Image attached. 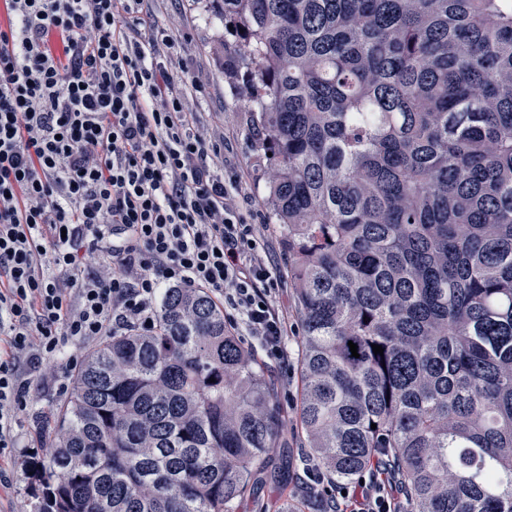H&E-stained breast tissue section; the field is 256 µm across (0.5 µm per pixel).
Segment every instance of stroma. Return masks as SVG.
<instances>
[{
  "instance_id": "1",
  "label": "stroma",
  "mask_w": 512,
  "mask_h": 512,
  "mask_svg": "<svg viewBox=\"0 0 512 512\" xmlns=\"http://www.w3.org/2000/svg\"><path fill=\"white\" fill-rule=\"evenodd\" d=\"M219 26L218 19L190 11L182 26L173 30L172 36L178 42L181 56L190 65V79L202 87L196 105L199 119L211 140L223 145L225 170L240 178L238 190L246 201L252 223L256 224L260 233L261 255L267 264L282 272L286 269L288 256L283 247L281 228L275 224L262 202L268 162L257 144L256 132L248 122L243 73L222 71L212 53L213 32ZM277 304L288 318L287 364L268 359L261 352L258 342L248 336L244 323H237L235 331L243 344L256 352L288 420L273 462L277 465L288 464L289 479L284 483H267L260 490L258 499L250 498L241 502L239 512H260L261 504L271 505L283 498L300 502L302 512H323L322 499L310 496L307 487V473L312 470L314 463L303 456L296 415L302 331L292 286H284ZM60 400V394L55 391H41L32 408L25 413L18 429V448L12 450L8 459L0 462V468L6 469L9 475L7 484L0 486V512H30L26 464L31 457H45L44 444L39 436V421Z\"/></svg>"
}]
</instances>
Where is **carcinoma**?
<instances>
[{
	"instance_id": "1",
	"label": "carcinoma",
	"mask_w": 512,
	"mask_h": 512,
	"mask_svg": "<svg viewBox=\"0 0 512 512\" xmlns=\"http://www.w3.org/2000/svg\"><path fill=\"white\" fill-rule=\"evenodd\" d=\"M210 8L271 153L303 447L337 481L387 449L403 512H512V0ZM280 431L224 310L170 288L153 330L83 352L33 512H236Z\"/></svg>"
}]
</instances>
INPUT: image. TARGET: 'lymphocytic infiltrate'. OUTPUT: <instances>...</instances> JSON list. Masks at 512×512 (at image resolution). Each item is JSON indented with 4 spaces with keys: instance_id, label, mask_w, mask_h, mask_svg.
<instances>
[{
    "instance_id": "f902f5d3",
    "label": "lymphocytic infiltrate",
    "mask_w": 512,
    "mask_h": 512,
    "mask_svg": "<svg viewBox=\"0 0 512 512\" xmlns=\"http://www.w3.org/2000/svg\"><path fill=\"white\" fill-rule=\"evenodd\" d=\"M0 26V455L80 352L202 288L287 361L278 272L196 118L198 87L146 0H5ZM61 37L60 52L48 46ZM331 512H402L386 463Z\"/></svg>"
}]
</instances>
